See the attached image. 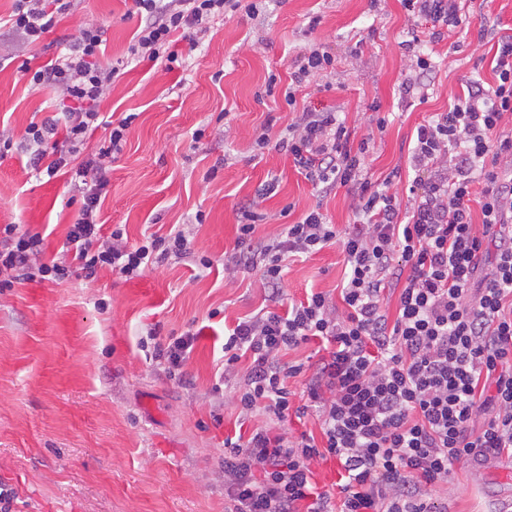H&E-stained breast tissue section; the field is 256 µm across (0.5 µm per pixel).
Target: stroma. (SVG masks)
Masks as SVG:
<instances>
[{"label":"stroma","mask_w":512,"mask_h":512,"mask_svg":"<svg viewBox=\"0 0 512 512\" xmlns=\"http://www.w3.org/2000/svg\"><path fill=\"white\" fill-rule=\"evenodd\" d=\"M465 9L454 39L421 48L436 67L424 101L399 93L414 61L403 44L422 29L400 0H270L257 18L227 14L196 45L178 41L185 63L173 71L129 59L143 24L133 0H78L75 19L32 48L0 32V127L13 133L0 159V225L39 234L46 259L61 258L78 205L67 176L30 165L23 136L30 124L60 117L62 98L30 87L20 67L74 45L83 22L103 28L104 62L123 64L103 115L135 116L107 173L100 223L124 226L133 242L193 229L190 255L133 279L70 271L0 288V486L15 492L12 512H230L224 439L249 435L264 418H239L215 389L224 330L269 305L272 292L287 301L335 293L346 267L335 244L291 263L275 288L256 269L228 273L240 209L269 216L259 238L315 207L332 223L353 221L346 188L321 193L287 153L255 146L261 131L278 139L293 119L282 97L266 95V82L287 78L309 49L331 52L333 69L310 81L305 105L338 112L353 140L369 138L373 179H391V193L406 200L415 127L446 111L468 81L493 83V46L512 35V0H467ZM375 116L385 118L383 132H372ZM398 166L400 178H391ZM269 181L275 192L258 197ZM150 327L163 341L196 333L176 375L141 347ZM431 496L448 512H512V458L460 463Z\"/></svg>","instance_id":"35a3bbf8"}]
</instances>
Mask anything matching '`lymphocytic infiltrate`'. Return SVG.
<instances>
[{
  "label": "lymphocytic infiltrate",
  "instance_id": "f902f5d3",
  "mask_svg": "<svg viewBox=\"0 0 512 512\" xmlns=\"http://www.w3.org/2000/svg\"><path fill=\"white\" fill-rule=\"evenodd\" d=\"M265 2L134 0L147 22L129 51L173 69L176 42L193 40L229 12L258 15ZM402 2L431 20L423 33L429 43L464 22L463 0ZM74 9L75 0H15L8 25L33 44ZM101 45L100 29L85 23L78 46L38 68L22 65L32 85L51 83L67 102L63 143L48 145L52 123L30 124L26 138L35 161H47L48 175L68 169L80 186L81 206L64 242L76 270L91 277L107 268L131 279L149 262L190 254L191 240L180 230L132 244L123 229L107 233L97 221L106 170L133 122L119 120L93 158L72 165L120 75L119 67L101 63ZM493 61L492 85L470 82L448 111L417 127L409 158L415 177L403 202L372 183L368 143L352 146L335 112L297 108L299 88L332 68V54L314 49L293 61L284 100L296 118L277 146L323 192L348 188L354 223L340 231L314 208L253 247L255 226L267 216L242 208L239 250L227 268L259 269L274 286L288 259L336 244L348 272L340 303L313 292L281 312L260 309L224 339L222 377L234 384L227 402L243 417L268 418L247 439L224 441V494L233 512H448L427 492L446 483L456 464L512 457V36L498 42ZM40 244L19 225L0 226L1 288L65 274L59 263L44 261ZM394 290L391 313L384 299ZM312 339L324 353L295 406L288 380L299 369L282 356ZM245 356L251 363L243 371ZM311 412L320 435L281 432L288 418ZM481 415L487 422L474 429ZM330 459L343 478L335 493L314 481L315 465Z\"/></svg>",
  "mask_w": 512,
  "mask_h": 512
}]
</instances>
